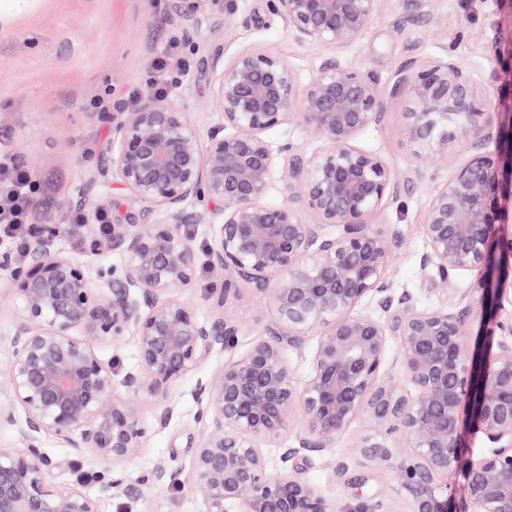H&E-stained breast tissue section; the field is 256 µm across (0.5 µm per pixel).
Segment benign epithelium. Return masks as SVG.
Listing matches in <instances>:
<instances>
[{"label":"benign epithelium","instance_id":"7a95c632","mask_svg":"<svg viewBox=\"0 0 512 512\" xmlns=\"http://www.w3.org/2000/svg\"><path fill=\"white\" fill-rule=\"evenodd\" d=\"M273 12L302 43L327 51L299 92L288 64L269 51L240 53L216 79L224 134L201 147L190 113L175 108L171 90L128 112H100L112 127V172L138 200L162 214L157 224H97L107 204L86 215L83 232L95 249L121 253L124 264L91 279L60 255L54 240L67 224H49L22 258L0 259V289L18 314L11 360L0 371V421L25 420L15 440L0 444V512H98L83 490L87 474L56 481L63 463L42 451L52 434L75 455L90 457L100 492L122 486L121 467L153 427L174 416L169 387L233 344L237 324L224 305L238 282L255 284L273 305L278 331L199 385L200 440L193 480L209 505L224 512H338L298 474L305 452L335 447L336 435L360 415L382 429L357 442L372 466L390 462L409 500L408 512H512V318L500 301L512 287V230L502 199L512 198V90L507 121L484 109L490 89L454 57L415 59L382 86L343 60L366 30L381 0H270ZM409 93L407 137L448 162L459 143L466 156L431 199L424 222L440 282L451 271H477L461 297L432 309L395 298L389 273L397 234L374 219L400 193L399 173L381 155L358 145L381 118L385 95ZM293 117L323 147L306 154L292 143L273 150L265 133ZM281 159L288 203L266 202ZM189 203L201 210L186 212ZM315 222L301 219L299 208ZM193 219L215 224L209 268L224 279L213 319L201 321L182 298L197 274L184 232ZM282 277L267 286V275ZM385 318L355 315L365 298ZM479 318L476 337L466 331ZM316 334L310 369L294 384L285 345ZM134 341L139 369L116 379L100 354L125 337ZM396 344L399 381L386 352ZM158 398L153 423L143 419L142 393ZM299 410L306 426L282 449V468L269 472L261 445L278 442ZM482 433L490 453L463 461L468 435ZM408 448V453H395ZM464 470L460 491L441 493L437 477Z\"/></svg>","mask_w":512,"mask_h":512}]
</instances>
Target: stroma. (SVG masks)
Segmentation results:
<instances>
[{
	"mask_svg": "<svg viewBox=\"0 0 512 512\" xmlns=\"http://www.w3.org/2000/svg\"><path fill=\"white\" fill-rule=\"evenodd\" d=\"M246 50L277 54L304 85L325 55L324 49L299 42L269 0H226L220 6L204 0L193 19L177 12L173 0H31L25 10L0 23V151L37 183L34 224L51 220L70 225V232L55 240L56 251L77 260L93 278L119 264L118 254L93 250L74 222L87 214L89 199L98 194L111 202V223L132 217L151 224L159 218L113 176L112 132L97 122L91 99L108 88L109 111L146 102L158 92L154 61L173 57L183 61L184 69L172 103L190 112L206 139L222 130L215 78ZM447 55L478 80L494 85L485 107L497 111V91L512 84V70L505 65L492 70L489 60L512 57V9L500 0H383L345 61L385 85L410 60ZM414 108L410 94L385 96L380 122L362 132L358 144L407 176L399 200L377 221L392 225L398 234L391 270L395 294H409L413 306L430 309L444 297L433 286L436 268L423 262L429 251L423 222L448 171L407 138L405 115ZM224 311L239 323L235 344L170 387L167 400L175 415L123 465L118 491L103 496L95 481L87 482L85 490L97 497L99 512H208L191 474L201 435L195 390L225 362L269 338L277 323L273 306L251 283H239ZM379 435L367 416L358 417L337 436L335 448L309 453L304 480L335 501L338 512H355L362 503L381 512H406L407 497L392 466L366 465L354 446L360 438ZM160 467L167 481L159 487L154 472Z\"/></svg>",
	"mask_w": 512,
	"mask_h": 512,
	"instance_id": "35a3bbf8",
	"label": "stroma"
}]
</instances>
